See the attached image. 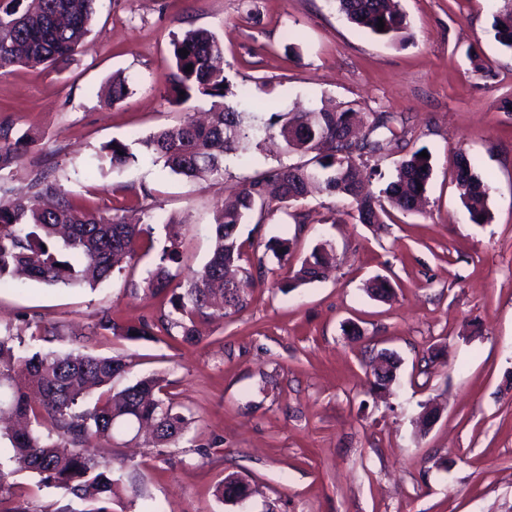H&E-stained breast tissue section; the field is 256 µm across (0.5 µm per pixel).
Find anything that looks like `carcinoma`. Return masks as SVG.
Instances as JSON below:
<instances>
[{
	"label": "carcinoma",
	"mask_w": 512,
	"mask_h": 512,
	"mask_svg": "<svg viewBox=\"0 0 512 512\" xmlns=\"http://www.w3.org/2000/svg\"><path fill=\"white\" fill-rule=\"evenodd\" d=\"M96 0H0V72L16 65L56 66L67 61L88 33ZM338 10L353 24L392 40L406 29L403 13L392 0H336ZM384 22V30L378 23ZM499 43L512 49V0H503L495 19ZM174 72L171 87L175 102L191 97L212 99L208 122L186 117L179 124L161 129L138 144L152 162H163L169 173L186 178H224V156L245 154L271 137L279 138L288 153L313 154L305 162L269 167L252 177L214 215L211 254L207 262L184 282L172 286L170 266L179 262L178 230L169 226L159 262L146 271L137 287L152 297L168 300L171 311L158 321L121 324L99 317L91 327L93 336L126 340L147 339L162 333L182 342L197 341L196 320L209 314L216 298L236 310L245 302L244 289L251 286L248 269L244 278L225 280L229 270L243 260L238 228L254 213L273 212L271 200L293 203L306 197L317 185L329 194H339L355 204L358 221L381 225L390 210L417 212L413 202L424 197L430 178V158L416 150L397 167L396 180L385 189V199L366 190L358 177L359 166L379 159L386 143L372 134L388 127L390 117H373L361 139L346 142L339 131L353 112L333 102L311 112L262 113L226 102L229 83L219 63L221 42L209 31L190 29L171 40ZM186 50L188 55L179 54ZM192 70L187 72V65ZM185 96H180V93ZM129 93L127 82L112 80L106 102L114 103ZM22 139L0 127V171L18 158ZM138 161L128 144L112 140L91 156L87 173L103 174L106 167H121ZM456 183L470 220H488V187L461 154L454 159ZM153 216L130 224L119 215L89 213L70 200L57 184L39 182L36 197L0 205V285L35 281L46 287L81 288L121 272L141 245L151 249ZM332 246L317 245L299 269L283 284L297 288L324 278L333 267ZM20 336H0V439L13 448L15 468L39 476V484L64 496L88 500L95 507L87 512H112L115 500L133 504L146 491L138 470L114 474L112 464L99 461L91 452L98 440L116 434L151 430L152 447L165 453L183 434L186 418L175 404L163 399L165 386L157 376L143 377L118 392L113 382L126 373V362L117 357H99L81 352H29L21 349ZM241 481L230 475L215 488L221 500L237 501L245 493Z\"/></svg>",
	"instance_id": "obj_1"
}]
</instances>
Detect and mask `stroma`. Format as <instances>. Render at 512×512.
<instances>
[{
  "mask_svg": "<svg viewBox=\"0 0 512 512\" xmlns=\"http://www.w3.org/2000/svg\"><path fill=\"white\" fill-rule=\"evenodd\" d=\"M402 38L360 29L335 0H97L84 44L53 67L0 74V124L31 143L0 171V203L26 199L37 175L56 180L83 209L154 218L165 240L180 222L184 280L207 261L214 213L259 171L300 162L297 154L227 156L222 181L190 180L137 162L88 175L85 163L114 139L131 142L210 107L169 96L170 41L187 29L214 32L224 74L240 104L271 111L312 109L333 99L359 112H388L389 151L365 182L380 192L409 152L426 149L431 175L423 212L397 214L381 228L359 223L347 198L321 193L239 227L255 284L245 303L201 320L192 347L160 335L89 336L98 316L135 324L169 311L166 300L133 292L144 256L88 288L35 282L0 287V331L23 332L26 317L56 328L29 351L80 348L127 359L113 383L163 376L188 420L170 460L126 436L98 441L113 468L135 462L146 485L136 505L113 512H512V50L496 38L498 0H398ZM477 53L486 73L475 72ZM130 91L106 104L115 76ZM462 151L488 183L486 223L469 219L452 155ZM289 246L280 264L267 243ZM336 258L324 279L281 287L322 242ZM377 277L388 299L366 291ZM400 360L388 392L372 359ZM443 412L426 433L414 421L426 403ZM243 477L250 496L215 498L224 477ZM15 473L0 512H83L80 499L37 489Z\"/></svg>",
  "mask_w": 512,
  "mask_h": 512,
  "instance_id": "35a3bbf8",
  "label": "stroma"
}]
</instances>
